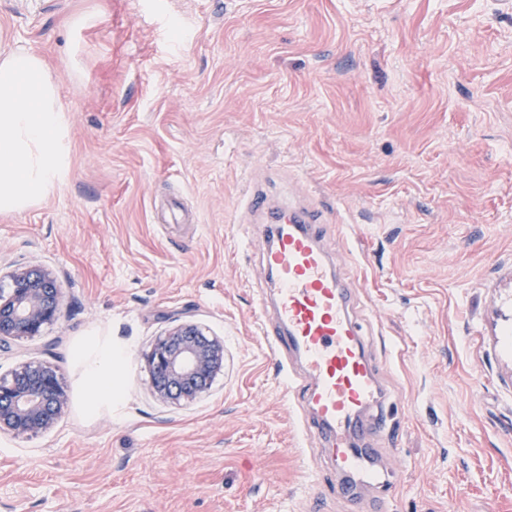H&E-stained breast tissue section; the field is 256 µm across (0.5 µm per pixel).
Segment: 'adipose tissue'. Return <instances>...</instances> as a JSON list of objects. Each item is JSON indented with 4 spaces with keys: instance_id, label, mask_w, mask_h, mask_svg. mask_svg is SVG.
Listing matches in <instances>:
<instances>
[{
    "instance_id": "obj_1",
    "label": "adipose tissue",
    "mask_w": 512,
    "mask_h": 512,
    "mask_svg": "<svg viewBox=\"0 0 512 512\" xmlns=\"http://www.w3.org/2000/svg\"><path fill=\"white\" fill-rule=\"evenodd\" d=\"M70 164L66 110L44 59L0 53V212L21 211L61 188ZM123 349L104 343L84 357L94 401L112 405Z\"/></svg>"
}]
</instances>
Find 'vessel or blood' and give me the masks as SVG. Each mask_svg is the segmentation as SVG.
I'll use <instances>...</instances> for the list:
<instances>
[{
  "instance_id": "vessel-or-blood-1",
  "label": "vessel or blood",
  "mask_w": 512,
  "mask_h": 512,
  "mask_svg": "<svg viewBox=\"0 0 512 512\" xmlns=\"http://www.w3.org/2000/svg\"><path fill=\"white\" fill-rule=\"evenodd\" d=\"M267 205L258 190L244 204L248 216H270L261 263L272 288L259 303L270 320L262 329L273 358L292 355L299 361L300 371L288 376V392L307 403L302 429L322 440L343 476L336 491L349 496L352 479L373 480L368 465L374 445L394 434L391 408L364 353L354 318L356 291L331 267L318 213L291 206L271 213Z\"/></svg>"
}]
</instances>
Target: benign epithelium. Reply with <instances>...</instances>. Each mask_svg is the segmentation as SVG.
Segmentation results:
<instances>
[{
	"label": "benign epithelium",
	"mask_w": 512,
	"mask_h": 512,
	"mask_svg": "<svg viewBox=\"0 0 512 512\" xmlns=\"http://www.w3.org/2000/svg\"><path fill=\"white\" fill-rule=\"evenodd\" d=\"M62 289L51 272L27 267L13 275L11 291L0 293V344L34 336L53 322ZM154 391L162 398L192 400L209 391L224 368V342L191 320L156 339L146 354ZM68 405L56 372L28 364L0 378V432L25 437L49 429Z\"/></svg>",
	"instance_id": "1"
}]
</instances>
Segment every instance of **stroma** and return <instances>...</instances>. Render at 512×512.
Here are the masks:
<instances>
[{"mask_svg": "<svg viewBox=\"0 0 512 512\" xmlns=\"http://www.w3.org/2000/svg\"><path fill=\"white\" fill-rule=\"evenodd\" d=\"M49 64L66 183L0 213V286L39 266L59 318L0 346L65 413L0 433V512H361L329 491L260 326L262 188L311 205L359 286L392 403L384 512H512V0H0V52ZM188 319L224 342L171 401L145 355ZM125 348L120 406L81 359Z\"/></svg>", "mask_w": 512, "mask_h": 512, "instance_id": "obj_1", "label": "stroma"}]
</instances>
